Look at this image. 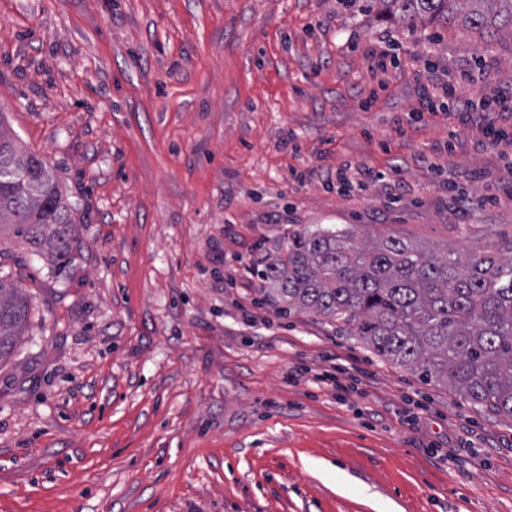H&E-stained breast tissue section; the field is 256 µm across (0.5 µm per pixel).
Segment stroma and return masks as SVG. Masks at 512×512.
<instances>
[{
	"label": "stroma",
	"instance_id": "35a3bbf8",
	"mask_svg": "<svg viewBox=\"0 0 512 512\" xmlns=\"http://www.w3.org/2000/svg\"><path fill=\"white\" fill-rule=\"evenodd\" d=\"M365 3L0 0V119L78 204L63 275L0 234L31 301L0 360V512H512V421L255 274L303 226L512 237V113L494 142L418 95L512 94V32L413 36ZM341 365L359 386L318 383ZM421 98L426 108L432 112H469L471 104L467 100L457 97L456 88L448 81L424 85L421 89ZM446 101L443 109L438 106V102Z\"/></svg>",
	"mask_w": 512,
	"mask_h": 512
}]
</instances>
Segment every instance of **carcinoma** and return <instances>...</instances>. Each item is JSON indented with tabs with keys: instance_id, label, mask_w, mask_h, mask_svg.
Segmentation results:
<instances>
[{
	"instance_id": "cac0c4a2",
	"label": "carcinoma",
	"mask_w": 512,
	"mask_h": 512,
	"mask_svg": "<svg viewBox=\"0 0 512 512\" xmlns=\"http://www.w3.org/2000/svg\"><path fill=\"white\" fill-rule=\"evenodd\" d=\"M395 22L463 26L492 41L512 31V0H369ZM77 205L41 156L23 150L0 116V232L11 226L35 255L68 268ZM288 311L334 323L388 362L446 385L512 420V240L496 254L423 251L399 236L356 241L350 228L303 227L255 271ZM29 298L0 277V360L23 335Z\"/></svg>"
}]
</instances>
